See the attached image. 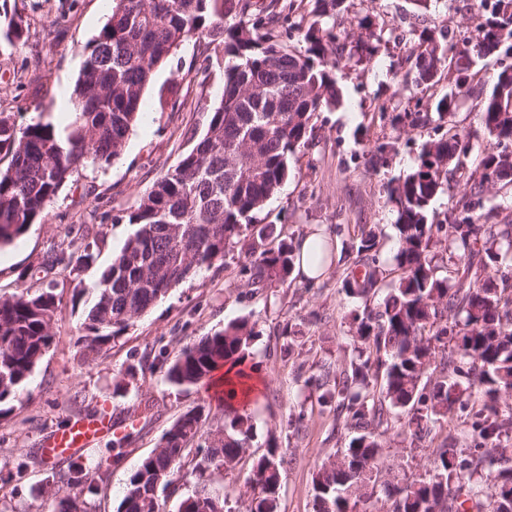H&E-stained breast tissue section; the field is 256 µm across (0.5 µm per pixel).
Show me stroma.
Returning a JSON list of instances; mask_svg holds the SVG:
<instances>
[{
    "mask_svg": "<svg viewBox=\"0 0 512 512\" xmlns=\"http://www.w3.org/2000/svg\"><path fill=\"white\" fill-rule=\"evenodd\" d=\"M474 2L432 0L418 11L410 0H343L337 8L336 33L344 46L335 71L341 102L317 114L312 138L290 157L287 180L257 215L291 244L323 229L335 246L329 276L310 284L295 273L283 286L256 288L240 273L245 248L236 246L135 319L101 359L87 363L78 340L93 302L91 289L132 234L129 213L205 133L224 85L222 72L207 69L204 47L191 42L156 69L123 153L80 169L44 221L0 248V296L50 288L57 303L49 350L0 416V512H47L41 491L69 464L39 463L36 454L54 432L95 418L109 419L123 444L120 453L106 452L105 435L84 451L81 465L100 467L106 475L90 505L94 512H118L127 479L141 460L179 416L209 399L206 387L167 383V366L193 339L243 317L255 324L249 360L262 379L250 406L251 449L261 454L271 443L286 449L280 512H314L317 467L344 447L348 432L333 406L320 404L303 380L321 367L339 370L349 363L346 336L359 303L342 290L348 260L366 224L377 228L382 257H391L395 212L384 187L406 174L424 144L440 136L432 122L391 124L400 112L433 111L448 91L444 78L415 85L409 52L426 28L472 32ZM109 11V0H0V112L11 113L20 125L41 112L66 124L70 116L61 101L72 96L82 48L99 33ZM364 16L381 30L380 47L369 60L353 51L365 35L357 26ZM382 143L392 146L387 163L371 168L370 153ZM84 232L95 240L91 260L41 272L49 250L70 251L74 234ZM28 457L32 465L16 472V463ZM429 457V448L409 451L392 431L382 468L402 483L423 473Z\"/></svg>",
    "mask_w": 512,
    "mask_h": 512,
    "instance_id": "stroma-1",
    "label": "stroma"
}]
</instances>
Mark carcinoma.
<instances>
[{
	"label": "carcinoma",
	"instance_id": "1",
	"mask_svg": "<svg viewBox=\"0 0 512 512\" xmlns=\"http://www.w3.org/2000/svg\"><path fill=\"white\" fill-rule=\"evenodd\" d=\"M295 0H112L111 14L84 47L75 83L72 120L60 128L38 117L22 126L0 112V246L42 221L63 185L88 164L119 157L139 119L142 94L155 69L189 41L206 44L211 65L223 70L219 104L205 134L182 154L128 216L135 225L121 251L93 286L94 302L80 337L85 361L183 281L224 259L288 176V160L304 147L317 113L336 103L335 23L341 0H314L310 17L292 19ZM479 23L470 35L437 40L423 32L409 60L417 85L448 71L452 84L430 113L393 117L411 126L440 123L459 101L473 98L488 143L470 169L475 142L448 127L430 141L413 169L388 184L396 212L397 249L381 258L373 226L362 228L356 256L342 289L367 305L353 317L347 339L353 357L330 382V370L305 379L335 405L349 439L344 479L324 462L313 479L317 512H370L360 506L365 469H380L383 437L392 420L417 448L435 440L438 426L456 417L470 426L466 447L443 439L431 466L402 485L374 483L369 498L392 502V512H427L442 498L446 512H512V222L479 224L485 187L512 185V159L498 148L512 144V67L500 70L491 91L474 96L472 68L478 59L512 51V0H479ZM298 32L297 52L283 33ZM467 174L468 190L446 224L428 222L434 199L452 173ZM448 252L444 257L439 249ZM292 245L276 228H258L241 272L263 288L283 285L295 270ZM56 310L50 288L0 297V405L13 401L52 344ZM255 324L242 318L187 344L167 367L176 386H200L226 364L250 356ZM207 409L183 413L129 477L119 512H161L158 488L179 479L190 454L202 453L194 490L178 512H215L212 475L238 464L252 437L246 409L227 408L224 430L212 446L191 448ZM286 454L276 446L253 456L247 478L256 512H279ZM79 493H98V472L80 466L60 485L43 491L48 512H86Z\"/></svg>",
	"mask_w": 512,
	"mask_h": 512
}]
</instances>
